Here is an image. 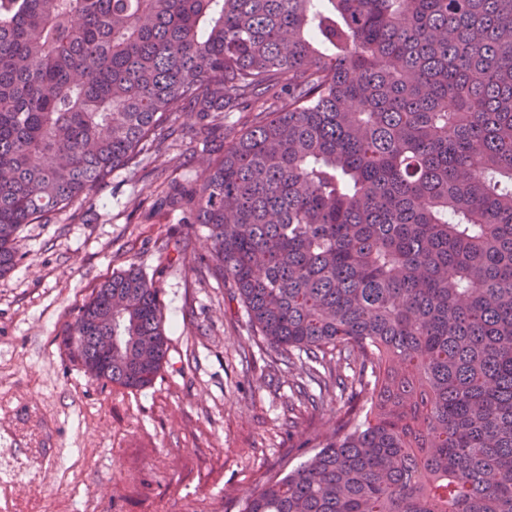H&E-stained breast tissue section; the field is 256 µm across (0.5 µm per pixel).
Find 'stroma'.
I'll return each mask as SVG.
<instances>
[{
  "instance_id": "obj_1",
  "label": "stroma",
  "mask_w": 512,
  "mask_h": 512,
  "mask_svg": "<svg viewBox=\"0 0 512 512\" xmlns=\"http://www.w3.org/2000/svg\"><path fill=\"white\" fill-rule=\"evenodd\" d=\"M172 122V147L19 234L22 260L0 278V450L28 469L0 482V512H241L265 471L298 466L336 423L335 402H298L300 367L271 368L232 288L200 263L203 231L155 210L223 149L222 136L190 138L193 117ZM175 242L183 259L162 263ZM131 264L161 288L169 342L133 393L92 383L60 347L93 290Z\"/></svg>"
}]
</instances>
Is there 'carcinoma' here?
<instances>
[{"label":"carcinoma","mask_w":512,"mask_h":512,"mask_svg":"<svg viewBox=\"0 0 512 512\" xmlns=\"http://www.w3.org/2000/svg\"><path fill=\"white\" fill-rule=\"evenodd\" d=\"M248 107L178 204L275 361L343 406L242 512H512V0H0V277L173 115ZM74 341L92 380L150 386L160 288L112 274Z\"/></svg>","instance_id":"1"}]
</instances>
